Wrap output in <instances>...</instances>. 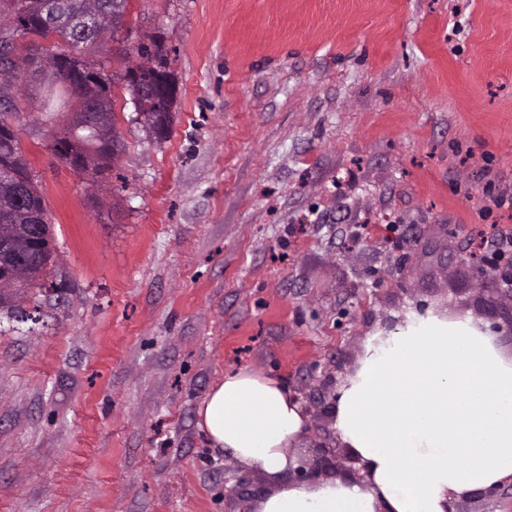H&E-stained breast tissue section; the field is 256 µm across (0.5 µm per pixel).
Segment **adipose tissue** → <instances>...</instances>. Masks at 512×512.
<instances>
[{
	"mask_svg": "<svg viewBox=\"0 0 512 512\" xmlns=\"http://www.w3.org/2000/svg\"><path fill=\"white\" fill-rule=\"evenodd\" d=\"M213 447L260 471L253 512H451L455 499L512 480V359L470 323L428 315L366 344L336 396L335 427L367 476L288 478L307 418L277 379L226 372L197 409Z\"/></svg>",
	"mask_w": 512,
	"mask_h": 512,
	"instance_id": "obj_1",
	"label": "adipose tissue"
}]
</instances>
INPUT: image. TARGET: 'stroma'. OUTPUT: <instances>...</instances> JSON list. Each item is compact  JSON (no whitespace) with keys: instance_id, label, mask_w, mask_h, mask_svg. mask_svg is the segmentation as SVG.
<instances>
[{"instance_id":"obj_1","label":"stroma","mask_w":512,"mask_h":512,"mask_svg":"<svg viewBox=\"0 0 512 512\" xmlns=\"http://www.w3.org/2000/svg\"><path fill=\"white\" fill-rule=\"evenodd\" d=\"M160 37L178 96L140 119L123 44ZM113 80L122 148L92 176L52 153L21 72L19 133L59 262L0 323V512H243L263 474L197 409L225 372L278 378L335 446L365 345L419 313L512 299L470 243L488 183L512 193V0H130Z\"/></svg>"}]
</instances>
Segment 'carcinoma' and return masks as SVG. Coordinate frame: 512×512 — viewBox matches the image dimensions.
Wrapping results in <instances>:
<instances>
[{"label": "carcinoma", "mask_w": 512, "mask_h": 512, "mask_svg": "<svg viewBox=\"0 0 512 512\" xmlns=\"http://www.w3.org/2000/svg\"><path fill=\"white\" fill-rule=\"evenodd\" d=\"M129 0H0V39L15 41L26 33L57 37L56 49L31 59L34 71L58 85L48 89L42 112L48 119L63 111L65 97L78 102L69 130L52 142L53 154L76 171L104 169L119 155L111 84L90 76L76 80L70 69L75 57L97 47L124 27ZM133 65L125 70L126 88L139 104V115L154 138L167 137L176 95L151 97L148 87L166 66V52L155 40L132 49ZM0 156L14 170L29 174L19 135L0 119ZM45 200L33 183L19 189L13 175L0 173V303H18L24 290L49 275L58 255Z\"/></svg>", "instance_id": "carcinoma-1"}]
</instances>
